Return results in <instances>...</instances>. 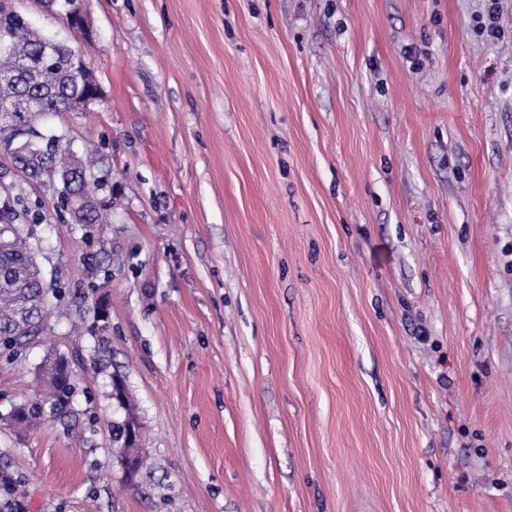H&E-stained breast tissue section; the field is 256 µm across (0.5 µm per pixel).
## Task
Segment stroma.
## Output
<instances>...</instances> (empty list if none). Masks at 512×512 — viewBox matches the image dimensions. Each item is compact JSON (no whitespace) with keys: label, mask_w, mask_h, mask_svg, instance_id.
<instances>
[{"label":"stroma","mask_w":512,"mask_h":512,"mask_svg":"<svg viewBox=\"0 0 512 512\" xmlns=\"http://www.w3.org/2000/svg\"><path fill=\"white\" fill-rule=\"evenodd\" d=\"M487 6L86 0L83 37L27 0L102 93L40 131L109 191L106 223H72L0 151L69 291L0 355V414L50 351L77 388L0 424L24 512H512V0L495 37Z\"/></svg>","instance_id":"1"}]
</instances>
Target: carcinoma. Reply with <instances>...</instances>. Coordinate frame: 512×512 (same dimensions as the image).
Instances as JSON below:
<instances>
[{"instance_id": "carcinoma-1", "label": "carcinoma", "mask_w": 512, "mask_h": 512, "mask_svg": "<svg viewBox=\"0 0 512 512\" xmlns=\"http://www.w3.org/2000/svg\"><path fill=\"white\" fill-rule=\"evenodd\" d=\"M0 39L10 42L9 51H0V74L18 73L25 60L37 71L35 78L18 73L16 82L0 85L1 100L21 105L18 111L0 117V150L6 151L14 140L15 129H38L48 114L57 112L67 100L83 95L86 88L76 85L69 70L70 61L78 52L58 42L46 45L21 14L0 8ZM13 160L35 181L46 165L57 170L62 191L53 205L62 212L67 211L70 195L91 194L89 184L79 178L78 172L94 168L96 159L92 154L76 152L67 142H54L38 156L17 154ZM0 239V353L16 359L29 342L43 335L49 299H61L64 290L44 282L36 247L23 225H8ZM67 363V356L48 353L36 372L37 390L0 419L4 425L23 433L38 427L48 414L57 418L66 415L76 393L67 379ZM27 481L25 474L0 467V512H13L5 504L21 501Z\"/></svg>"}]
</instances>
